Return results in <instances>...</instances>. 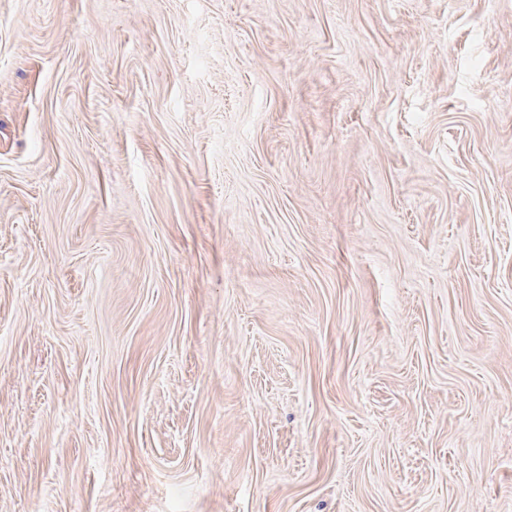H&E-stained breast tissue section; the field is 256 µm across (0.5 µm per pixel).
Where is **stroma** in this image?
I'll list each match as a JSON object with an SVG mask.
<instances>
[{
    "label": "stroma",
    "instance_id": "obj_1",
    "mask_svg": "<svg viewBox=\"0 0 512 512\" xmlns=\"http://www.w3.org/2000/svg\"><path fill=\"white\" fill-rule=\"evenodd\" d=\"M0 512H512V0H0Z\"/></svg>",
    "mask_w": 512,
    "mask_h": 512
}]
</instances>
